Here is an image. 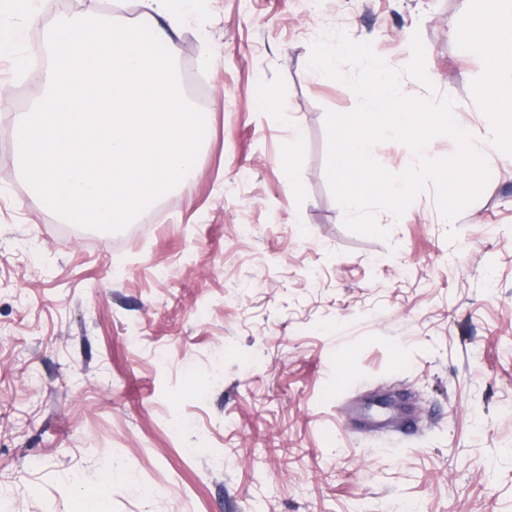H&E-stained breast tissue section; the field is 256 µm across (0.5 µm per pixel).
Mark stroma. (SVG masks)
I'll list each match as a JSON object with an SVG mask.
<instances>
[{
  "label": "stroma",
  "mask_w": 512,
  "mask_h": 512,
  "mask_svg": "<svg viewBox=\"0 0 512 512\" xmlns=\"http://www.w3.org/2000/svg\"><path fill=\"white\" fill-rule=\"evenodd\" d=\"M206 2L175 38L210 115L199 173L119 233L35 199L11 139L42 95L15 77L43 60V29L109 0H33L32 22L0 7L21 31L0 58V512H512V167L455 225L429 189L401 219L377 213L388 240L353 233L325 112L357 99L309 74L313 42L346 31L410 95L467 105L484 147V64L455 38L470 0ZM416 32L428 87L405 72ZM372 396L404 398L413 431L363 428Z\"/></svg>",
  "instance_id": "1"
}]
</instances>
